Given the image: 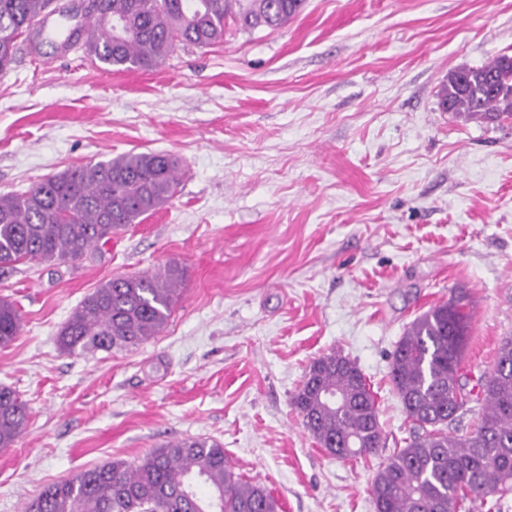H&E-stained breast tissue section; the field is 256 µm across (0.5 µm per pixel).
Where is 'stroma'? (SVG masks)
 I'll use <instances>...</instances> for the list:
<instances>
[{
  "instance_id": "stroma-1",
  "label": "stroma",
  "mask_w": 512,
  "mask_h": 512,
  "mask_svg": "<svg viewBox=\"0 0 512 512\" xmlns=\"http://www.w3.org/2000/svg\"><path fill=\"white\" fill-rule=\"evenodd\" d=\"M512 55V0H306L284 27L107 71L21 39L0 74V194L130 151L180 162L172 200L79 263L0 270L21 332L0 385L28 425L0 450V512L43 486L188 437L219 442L279 512H375L371 484L410 421L389 380L411 322L472 308L477 394L512 338V124L443 111L460 66ZM185 272L159 336L68 354L56 334L118 275ZM339 351L371 385L386 446L341 460L291 399Z\"/></svg>"
}]
</instances>
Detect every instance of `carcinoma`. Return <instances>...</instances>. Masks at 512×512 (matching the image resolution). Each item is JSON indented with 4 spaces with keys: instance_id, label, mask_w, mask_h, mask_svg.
<instances>
[{
    "instance_id": "carcinoma-1",
    "label": "carcinoma",
    "mask_w": 512,
    "mask_h": 512,
    "mask_svg": "<svg viewBox=\"0 0 512 512\" xmlns=\"http://www.w3.org/2000/svg\"><path fill=\"white\" fill-rule=\"evenodd\" d=\"M53 0H0V74L17 41L44 30L40 14ZM87 24L61 23L63 48L81 45L106 70H153L182 45L210 48L228 25L277 29L304 0H88ZM447 112L512 120V55L452 71L439 89ZM179 183L177 160L163 152L127 153L69 168L0 195V267L23 262H78L112 236L164 207ZM167 265L149 275H119L85 297L57 334L68 353L136 348L167 325L183 285ZM471 314L456 296L417 317L393 354L390 381L411 421L405 446L372 485L376 512H459L468 499L512 494V340L499 347L486 377L478 423L464 436L448 432L470 402L460 384ZM15 305L0 299V348L19 335ZM339 394L336 404L321 396ZM305 430L329 455L352 458L384 447L375 400L360 369L332 351L309 366L292 397ZM29 411L0 385V448H11ZM274 496L229 466L214 440L169 442L136 462L112 460L44 486L23 512H278Z\"/></svg>"
}]
</instances>
